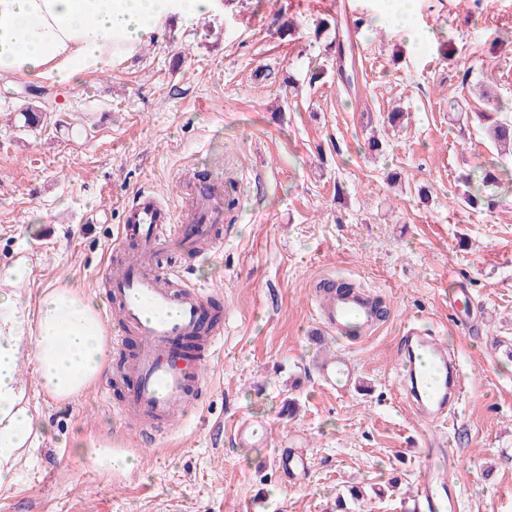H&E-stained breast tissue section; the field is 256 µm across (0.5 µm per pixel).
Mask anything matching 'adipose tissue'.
<instances>
[{"label":"adipose tissue","instance_id":"1","mask_svg":"<svg viewBox=\"0 0 512 512\" xmlns=\"http://www.w3.org/2000/svg\"><path fill=\"white\" fill-rule=\"evenodd\" d=\"M217 0H0V82L15 76L56 85L111 69L175 18L210 14ZM23 261L0 269V491L17 485L40 436L37 408L19 377L36 364L40 391L58 402L89 388L106 370L107 331L95 296L46 286L35 320L16 288Z\"/></svg>","mask_w":512,"mask_h":512}]
</instances>
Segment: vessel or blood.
I'll list each match as a JSON object with an SVG mask.
<instances>
[{
    "label": "vessel or blood",
    "mask_w": 512,
    "mask_h": 512,
    "mask_svg": "<svg viewBox=\"0 0 512 512\" xmlns=\"http://www.w3.org/2000/svg\"><path fill=\"white\" fill-rule=\"evenodd\" d=\"M222 194L221 184H214L175 213L154 194L141 191L125 209L120 236L133 238L134 243L119 246L117 258L108 267L111 309L118 315L109 340L119 350L128 335L137 339L135 352L120 369L121 380L130 384L120 415L143 441L183 417L203 389L204 370L223 341L222 325L212 321L204 290L174 285L170 274L155 267L158 229L167 226L170 238L191 250L209 243L211 224L222 220ZM321 309L324 324L331 329L344 322L371 319L369 297L361 292H328L322 297ZM402 348L405 357L399 362L398 377L407 384L410 406L427 424L453 425L464 380L447 346L412 324L406 328ZM320 372L342 389L353 380L349 362L341 357L323 362ZM235 434L244 446L267 442L265 423L251 417L239 419ZM424 454L429 467L415 485L418 506L424 512H456L460 480L456 449L440 439L429 442Z\"/></svg>",
    "instance_id": "b4317fda"
}]
</instances>
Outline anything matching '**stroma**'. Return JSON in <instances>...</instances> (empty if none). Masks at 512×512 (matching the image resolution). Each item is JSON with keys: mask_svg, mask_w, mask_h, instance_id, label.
Masks as SVG:
<instances>
[{"mask_svg": "<svg viewBox=\"0 0 512 512\" xmlns=\"http://www.w3.org/2000/svg\"><path fill=\"white\" fill-rule=\"evenodd\" d=\"M383 2L343 13L336 0H218L76 86L0 83V268L30 260L28 316L50 284L108 299L137 190L177 210L202 179L239 183L208 255L165 239L154 257L227 316L185 422L140 450L118 413L125 351L68 403L40 393L25 362L44 432L0 512H336L352 485L370 495L365 512H416L423 440L438 434L400 399L397 342L417 320L466 378L459 512H512V183L483 184L478 208L464 201L465 179L512 170L473 118L512 116V0H414L423 42L373 26ZM337 38L353 45L352 89L336 76ZM30 107L45 115L34 132ZM326 276L375 291L385 320L354 338L322 332L312 285ZM461 288L467 333L448 312ZM334 356L354 371L349 389L319 377ZM242 416L266 423L265 446L235 443ZM91 435L135 467L100 471L80 446ZM288 448L307 451L299 476L276 464Z\"/></svg>", "mask_w": 512, "mask_h": 512, "instance_id": "stroma-1", "label": "stroma"}]
</instances>
